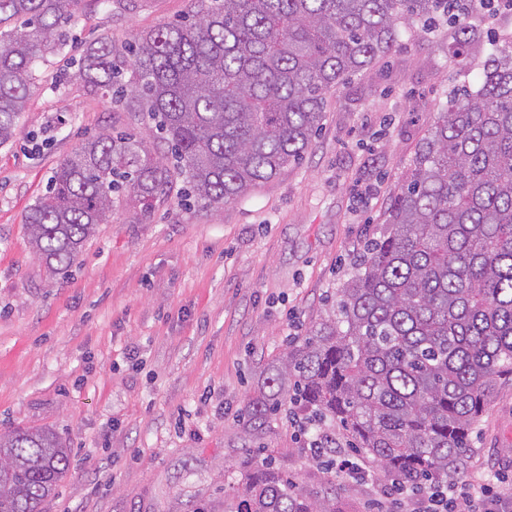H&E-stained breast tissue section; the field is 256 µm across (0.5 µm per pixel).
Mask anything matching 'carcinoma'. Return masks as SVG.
<instances>
[{
    "label": "carcinoma",
    "mask_w": 512,
    "mask_h": 512,
    "mask_svg": "<svg viewBox=\"0 0 512 512\" xmlns=\"http://www.w3.org/2000/svg\"><path fill=\"white\" fill-rule=\"evenodd\" d=\"M78 0H0V145L15 136L37 62L61 52ZM497 0H194L184 20L120 51L88 46L76 79L147 114L144 138L104 130L56 167L25 216L35 254L64 275L112 211L146 216L182 178L181 197L222 207L311 147L327 95L391 51L403 28L442 21L452 56L479 37L464 20ZM512 376V41L475 90L439 112L386 226L337 291L332 315L270 365L249 409L259 432L288 400L339 421L363 458L424 491L463 472L470 437ZM70 451L49 429L0 435V512H42ZM224 512H338L271 458L247 465Z\"/></svg>",
    "instance_id": "obj_1"
}]
</instances>
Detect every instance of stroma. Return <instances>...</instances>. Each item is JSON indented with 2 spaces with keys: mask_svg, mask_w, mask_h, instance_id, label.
<instances>
[{
  "mask_svg": "<svg viewBox=\"0 0 512 512\" xmlns=\"http://www.w3.org/2000/svg\"><path fill=\"white\" fill-rule=\"evenodd\" d=\"M190 0H80L71 43L34 69L12 143L0 147V434L48 428L70 467L44 512H218L244 463L271 454L309 493L334 482L368 512L386 478L325 477L288 405L259 442L244 431L262 376L327 317L354 256L387 208L455 86H476L512 17L474 18L468 76L451 31L402 33L335 92L296 164L221 208L188 209L178 189L150 215L119 207L66 276H49L23 223L60 161L102 129L145 135L137 114L67 78L71 57L178 21ZM472 471L512 485V380L475 424Z\"/></svg>",
  "mask_w": 512,
  "mask_h": 512,
  "instance_id": "35a3bbf8",
  "label": "stroma"
}]
</instances>
